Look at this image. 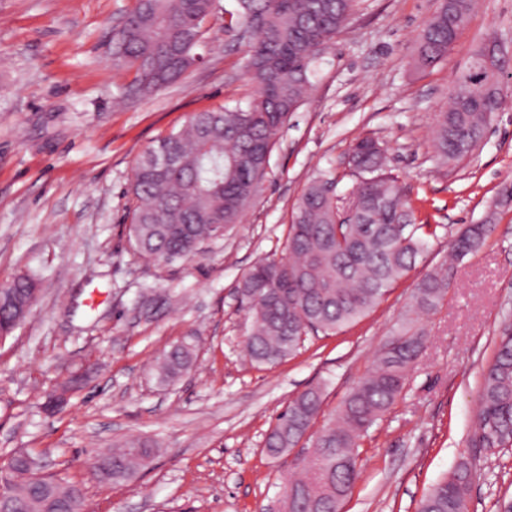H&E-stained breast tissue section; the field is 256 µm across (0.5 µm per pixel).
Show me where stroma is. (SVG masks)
<instances>
[{
	"instance_id": "1",
	"label": "stroma",
	"mask_w": 512,
	"mask_h": 512,
	"mask_svg": "<svg viewBox=\"0 0 512 512\" xmlns=\"http://www.w3.org/2000/svg\"><path fill=\"white\" fill-rule=\"evenodd\" d=\"M440 0H358L315 85L277 136L261 196L240 224L194 258L158 265L127 234L133 167L197 112L248 105L246 46L223 20L206 63L140 99L112 63V32L134 0H0V284L34 274L29 316L0 342V468L24 448L47 473L79 486L87 512H275L290 473L309 463L317 433L396 334L417 282L441 270L447 294L416 322L426 336L401 395L359 448V476L341 512H417L460 460L473 464L470 512L512 498V450L475 447L482 374L512 324V94L474 152L442 164L437 113L488 36L512 63V0H476L434 67L415 66L417 36ZM386 148L419 220L436 225L427 250L359 322L309 337L289 359L255 363L236 286L258 260L282 254L291 210L315 177L347 198L359 174L351 146ZM495 231L463 259L448 247L470 225ZM197 344L192 367L161 379L165 350ZM76 370L84 387L60 409L49 395ZM324 389L322 411L288 454L266 437L288 402ZM157 442L151 469L99 482L97 454L129 438Z\"/></svg>"
}]
</instances>
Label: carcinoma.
<instances>
[{
	"instance_id": "1",
	"label": "carcinoma",
	"mask_w": 512,
	"mask_h": 512,
	"mask_svg": "<svg viewBox=\"0 0 512 512\" xmlns=\"http://www.w3.org/2000/svg\"><path fill=\"white\" fill-rule=\"evenodd\" d=\"M215 0H135L124 26L115 29L112 55L133 72L126 97L155 92L179 79L206 46ZM475 0H442L424 23L415 61L429 68L445 57ZM355 0H237L231 13L248 34L244 69L258 93L243 108L222 107L193 114L187 124L159 139L138 160L130 193L129 241L141 257L159 265L188 259L221 231L241 223L260 194L276 137L288 114L303 101L317 63L355 12ZM512 72L502 58L483 71L468 70L456 81L448 110L436 115L433 141L438 158L458 162L478 145L494 113L506 101ZM351 163L363 180L339 205L330 181L310 182L297 200L285 252L267 257L242 275L238 294L250 327L245 344L259 364L293 355L314 333L334 334L377 307L428 247L431 225L416 209L397 177L385 171L386 152L372 138L359 140ZM495 230L487 220L473 224L451 243L460 259ZM36 282L21 275L0 299V330L9 335L14 317L31 299ZM448 283L439 272L416 285L410 312L435 311ZM424 333L406 325L376 355L371 372L351 390L336 416L317 435L312 457L317 471L286 486L289 512H340L358 477L359 442L402 393L418 359ZM193 350L174 345L159 364L165 378L186 371ZM323 403L308 389L278 416L268 434L272 457L296 447ZM475 446L494 454L512 448V326L504 329L486 368L476 416ZM154 456V444L127 441L100 455L109 481L122 483ZM35 466L14 454L0 478ZM473 471L462 460L420 500L417 512H468ZM18 512H58L62 503L39 483H15Z\"/></svg>"
}]
</instances>
